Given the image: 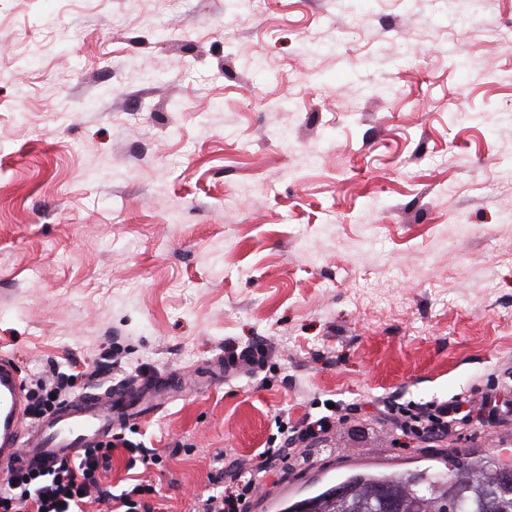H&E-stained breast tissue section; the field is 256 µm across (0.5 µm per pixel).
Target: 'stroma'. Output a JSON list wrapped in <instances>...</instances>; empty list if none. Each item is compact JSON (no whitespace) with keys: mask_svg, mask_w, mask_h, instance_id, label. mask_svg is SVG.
<instances>
[{"mask_svg":"<svg viewBox=\"0 0 512 512\" xmlns=\"http://www.w3.org/2000/svg\"><path fill=\"white\" fill-rule=\"evenodd\" d=\"M247 7L0 0V355L33 400L59 372L71 398L266 345L121 427L161 463L119 446L100 481L151 483L159 512L325 415L250 512L512 461V0ZM460 398L482 416L446 439L393 424ZM264 359V350L263 348L257 349L253 348L246 352L244 355H238L237 359L233 362L227 360L225 362V366L223 367L222 360L221 362H214L209 367V372L214 374V376L210 380V386H219L224 383V373L226 376H235L241 372L253 370L258 368Z\"/></svg>","mask_w":512,"mask_h":512,"instance_id":"obj_1","label":"stroma"}]
</instances>
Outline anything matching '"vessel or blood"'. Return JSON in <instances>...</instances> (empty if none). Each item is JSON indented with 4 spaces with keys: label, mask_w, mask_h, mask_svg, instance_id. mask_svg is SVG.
I'll use <instances>...</instances> for the list:
<instances>
[{
    "label": "vessel or blood",
    "mask_w": 512,
    "mask_h": 512,
    "mask_svg": "<svg viewBox=\"0 0 512 512\" xmlns=\"http://www.w3.org/2000/svg\"><path fill=\"white\" fill-rule=\"evenodd\" d=\"M263 350L254 348L232 362H214L212 386L225 377L258 368ZM165 386L134 380L114 388L94 389L66 400L34 428H26L27 396L13 365L0 357V480L14 469H41L78 457L101 436L120 427L125 408L145 397L161 398Z\"/></svg>",
    "instance_id": "vessel-or-blood-1"
}]
</instances>
